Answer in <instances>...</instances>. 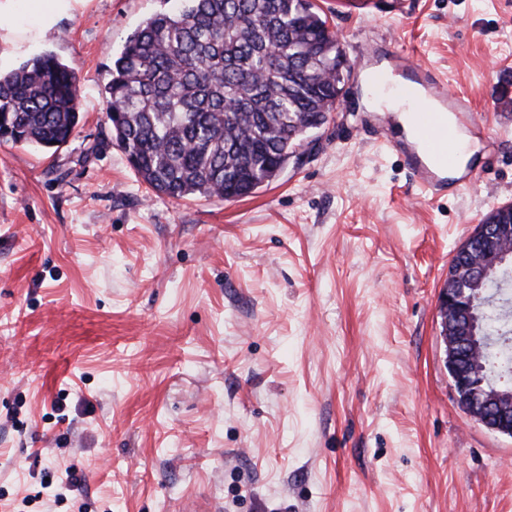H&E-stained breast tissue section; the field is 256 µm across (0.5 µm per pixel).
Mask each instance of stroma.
Returning <instances> with one entry per match:
<instances>
[{
	"label": "stroma",
	"mask_w": 512,
	"mask_h": 512,
	"mask_svg": "<svg viewBox=\"0 0 512 512\" xmlns=\"http://www.w3.org/2000/svg\"><path fill=\"white\" fill-rule=\"evenodd\" d=\"M351 71L309 158L248 197L155 194L113 144V55L181 0H78L0 41L75 72L57 149L0 141V512H512V439L460 408L436 314L512 204V0H313ZM465 93L477 182L424 198L364 68ZM79 482L65 487L67 472Z\"/></svg>",
	"instance_id": "35a3bbf8"
}]
</instances>
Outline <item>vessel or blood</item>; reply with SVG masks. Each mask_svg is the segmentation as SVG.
<instances>
[{
	"mask_svg": "<svg viewBox=\"0 0 512 512\" xmlns=\"http://www.w3.org/2000/svg\"><path fill=\"white\" fill-rule=\"evenodd\" d=\"M365 81L374 89L390 93L407 112L409 135L388 139L387 144L401 154L423 195L435 196L447 187L476 181V174H455L460 141L448 124L452 113L474 124L464 94L449 93L444 78L416 64L404 52H387L385 65L366 69Z\"/></svg>",
	"mask_w": 512,
	"mask_h": 512,
	"instance_id": "obj_1",
	"label": "vessel or blood"
}]
</instances>
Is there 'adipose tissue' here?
<instances>
[{
    "mask_svg": "<svg viewBox=\"0 0 512 512\" xmlns=\"http://www.w3.org/2000/svg\"><path fill=\"white\" fill-rule=\"evenodd\" d=\"M18 0H0V16L9 15L12 24L6 33L7 41L20 43L49 34L59 16L72 7V0H25V7H18Z\"/></svg>",
    "mask_w": 512,
    "mask_h": 512,
    "instance_id": "1",
    "label": "adipose tissue"
}]
</instances>
